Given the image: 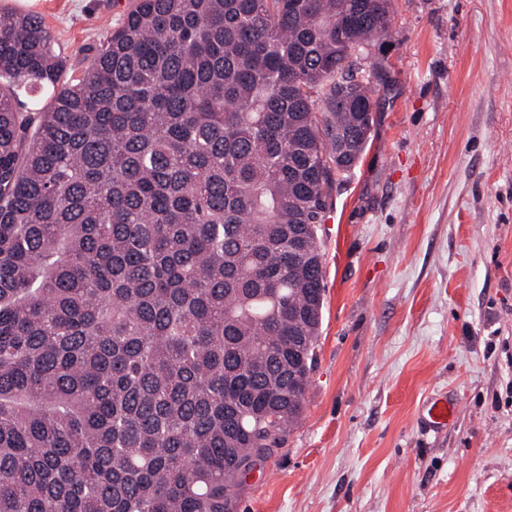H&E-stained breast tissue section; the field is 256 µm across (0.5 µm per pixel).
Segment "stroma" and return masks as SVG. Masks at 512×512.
Returning <instances> with one entry per match:
<instances>
[{
	"label": "stroma",
	"instance_id": "1",
	"mask_svg": "<svg viewBox=\"0 0 512 512\" xmlns=\"http://www.w3.org/2000/svg\"><path fill=\"white\" fill-rule=\"evenodd\" d=\"M135 0H35L70 62ZM303 411L234 512H512V0H392ZM458 401L427 431L424 403Z\"/></svg>",
	"mask_w": 512,
	"mask_h": 512
}]
</instances>
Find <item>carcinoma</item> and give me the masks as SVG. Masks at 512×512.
Returning <instances> with one entry per match:
<instances>
[{
  "mask_svg": "<svg viewBox=\"0 0 512 512\" xmlns=\"http://www.w3.org/2000/svg\"><path fill=\"white\" fill-rule=\"evenodd\" d=\"M391 0L0 14V512H233L302 413ZM17 1L0 0V11L40 13L55 46L77 64L80 48L106 40L136 0H35L31 6Z\"/></svg>",
  "mask_w": 512,
  "mask_h": 512,
  "instance_id": "1",
  "label": "carcinoma"
}]
</instances>
